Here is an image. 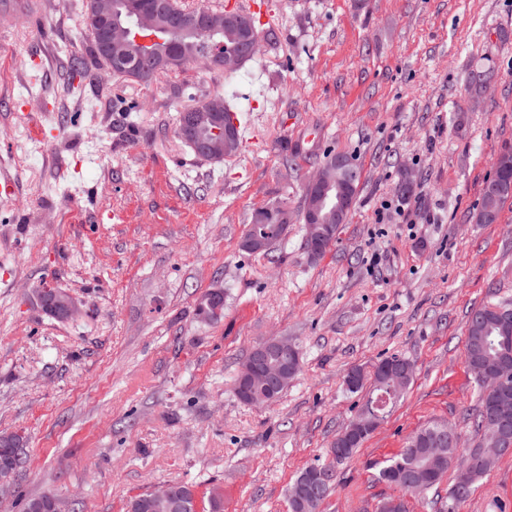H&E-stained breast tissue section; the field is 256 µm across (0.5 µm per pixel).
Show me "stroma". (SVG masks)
I'll use <instances>...</instances> for the list:
<instances>
[{
  "instance_id": "stroma-1",
  "label": "stroma",
  "mask_w": 512,
  "mask_h": 512,
  "mask_svg": "<svg viewBox=\"0 0 512 512\" xmlns=\"http://www.w3.org/2000/svg\"><path fill=\"white\" fill-rule=\"evenodd\" d=\"M261 2V46L241 68L143 83L91 63L86 0H0V433L28 450L0 512L46 492L71 512H127L173 481L201 505L223 488L224 512H288L295 475L325 460L366 401L348 372L393 356L413 380L337 466L321 512L389 499L512 512V455L456 505V466L423 496L379 477L422 426L477 441L467 321L512 304V199L496 223L476 221L512 151V0ZM217 94L241 116L242 147L212 163L181 141L177 117ZM332 152L360 180L314 260L300 209ZM271 205L288 209L286 237L244 251L246 225ZM50 288L74 297L75 317L45 311ZM212 289L224 314L205 322L196 302ZM272 336L298 348L301 371L272 404L243 402L239 371Z\"/></svg>"
}]
</instances>
